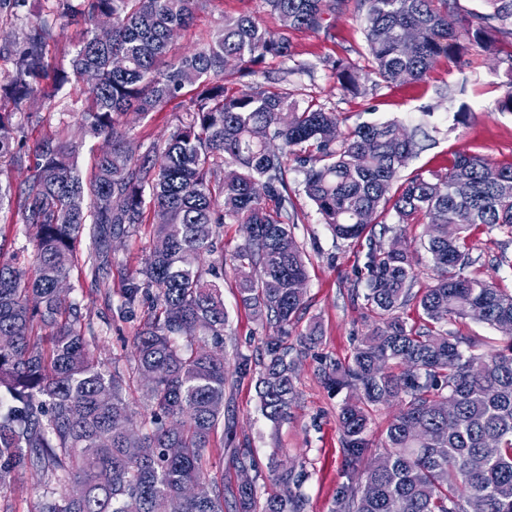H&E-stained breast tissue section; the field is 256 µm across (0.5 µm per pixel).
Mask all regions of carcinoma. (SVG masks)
Returning <instances> with one entry per match:
<instances>
[{
    "mask_svg": "<svg viewBox=\"0 0 512 512\" xmlns=\"http://www.w3.org/2000/svg\"><path fill=\"white\" fill-rule=\"evenodd\" d=\"M202 0H53L22 32L14 70L0 78V212L17 206L33 232V254L4 259L0 236V491L34 470L45 486L34 512H303L292 469L277 472L280 490L262 497L256 482L224 492L211 474L209 449L224 431V395L251 373L239 356L235 377L224 358V225L249 234L232 254L241 305L273 329L261 342L256 387L264 417L288 418L302 349L288 345L306 309L305 254L294 234L299 215L288 162L304 173V191L335 237L351 240L427 221L424 246L434 282L415 289L407 251L369 242L364 299L381 325L351 357L322 364L325 384L352 396L338 415L348 483L335 512H467L470 497L485 512H512V337L475 354L469 336L442 324L483 312L494 329L512 323V290L462 274L473 263L470 236L482 227L512 234V164L493 167L479 154H458L445 174L417 173L391 193L417 153V133L397 122L362 123L342 140L336 113L301 110L288 90L254 80L269 57L290 58V32L318 31L347 0H266L274 26L243 13L203 48L170 55L171 40L192 24ZM489 12L462 18L456 0H354L364 17L368 64L383 81L424 80L442 59L495 50L512 35V0H485ZM112 32H97L101 18ZM86 24L67 64L49 62L57 21ZM342 89L362 93L357 67L333 62ZM85 73L71 111L109 149L89 181L78 168L80 144L48 132L15 187L9 166L26 145L21 116L52 106ZM252 79L229 92L226 75ZM186 88L190 96L161 143L136 155L121 118L144 119ZM156 244L141 268L121 276L119 313L140 316L133 361L100 363L91 351L99 332L60 285L78 267L90 240L92 283L112 287V246L145 223ZM413 303L423 324L399 309ZM142 383L147 414L136 418L127 389ZM399 409L384 439V469L364 464L373 408ZM452 402L455 413L441 412ZM488 440L493 456L469 467ZM241 470H258L248 439L234 448Z\"/></svg>",
    "mask_w": 512,
    "mask_h": 512,
    "instance_id": "obj_1",
    "label": "carcinoma"
}]
</instances>
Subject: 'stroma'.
Listing matches in <instances>:
<instances>
[{"label":"stroma","instance_id":"stroma-1","mask_svg":"<svg viewBox=\"0 0 512 512\" xmlns=\"http://www.w3.org/2000/svg\"><path fill=\"white\" fill-rule=\"evenodd\" d=\"M242 13L265 20L270 17L264 0H208L197 12L193 25L175 37V50L180 52L202 44L221 28L225 17ZM365 54L361 20L353 10L343 9L329 18L326 30L294 31L291 58L266 59L262 70L270 78H286L290 98L300 106L320 104L335 112L340 132L363 122L395 121L409 130L423 128L430 140L409 162L407 173H445L458 152L481 154L494 165L512 164V112L497 109V101L506 90L505 72L512 68L511 59L502 54L474 51L456 60H441L423 82H383L370 73ZM339 59L357 65L363 93L354 95L340 87L332 69L333 62ZM301 63L306 66L302 72L297 69ZM79 87L76 81L65 85L55 105L40 110L37 120L28 124L27 142L35 144L50 129L80 142L78 163L88 173L106 144L85 135L75 116L63 109L64 102ZM182 105V99L177 98L147 119L126 117L123 129L133 150L140 152L151 143L164 140ZM460 111L467 114L462 123L454 120L455 113ZM303 180L302 171L289 169L288 181L296 193L299 211L295 234L309 263L305 288L307 309L303 322L296 325V333L288 341L296 343L297 333L303 332L310 320L318 323L320 340L297 363L295 399L287 421L275 425L263 417L256 378L252 375L227 392L224 416L232 422L237 435L247 436L250 441L259 466L256 480L259 493L276 488L269 468L270 460L275 459L285 467L304 472V479L295 487L305 502L304 512H333L336 492L346 481L338 423L344 396L324 384L319 374L320 362L325 358H349L359 338L378 323L379 317L366 308L363 299L367 239L335 238L306 196ZM385 221L394 226L395 237L409 251L419 287L432 284L433 263L422 246L426 225H400L390 214ZM475 243L476 261L467 268V276L494 279L512 289V270L494 267L496 256L512 257V238L480 231ZM153 244L152 224L141 225L137 232L114 243L113 262L126 270H135L150 256ZM221 282L228 313L224 355L228 368L233 369L239 355L258 359L265 330L241 306L232 268H225ZM69 285V298L81 305L87 319L97 326L106 321L111 324L106 336L93 346L95 357L104 363L115 357L131 358L136 322L119 318L115 308L108 306L104 294L92 287L90 279L74 277Z\"/></svg>","mask_w":512,"mask_h":512}]
</instances>
